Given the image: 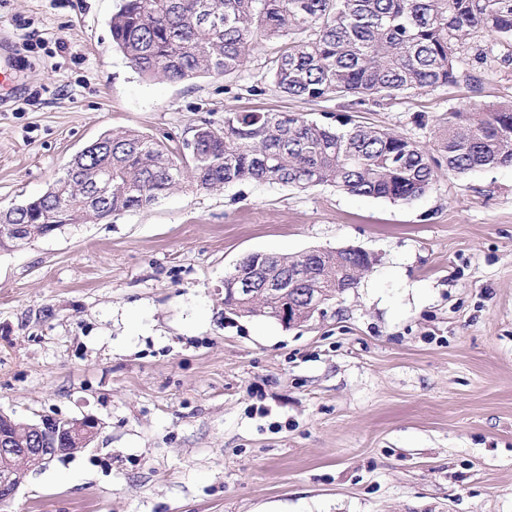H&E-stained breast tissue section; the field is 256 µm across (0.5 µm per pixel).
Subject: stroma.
<instances>
[{
  "mask_svg": "<svg viewBox=\"0 0 512 512\" xmlns=\"http://www.w3.org/2000/svg\"><path fill=\"white\" fill-rule=\"evenodd\" d=\"M118 5L0 0L19 77L0 109V208L42 195L103 133L182 160L194 128L230 112H345L415 141L435 178L409 202L186 182L0 251V411L100 422L0 512H512V166L455 174L438 147L450 110L512 100V43L477 32L456 82L350 105L282 94L279 39L227 76L142 78L112 46ZM347 246L378 262L309 323L225 310L249 254Z\"/></svg>",
  "mask_w": 512,
  "mask_h": 512,
  "instance_id": "stroma-1",
  "label": "stroma"
}]
</instances>
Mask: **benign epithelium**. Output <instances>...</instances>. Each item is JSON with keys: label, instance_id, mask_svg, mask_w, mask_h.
Listing matches in <instances>:
<instances>
[{"label": "benign epithelium", "instance_id": "benign-epithelium-1", "mask_svg": "<svg viewBox=\"0 0 512 512\" xmlns=\"http://www.w3.org/2000/svg\"><path fill=\"white\" fill-rule=\"evenodd\" d=\"M224 296L234 302L245 303L260 313L271 315L286 327L300 326L322 312L328 295L321 288L312 287L311 273L304 264L275 279L258 270L247 279H231ZM37 432L35 445L17 446L8 429H0V464L5 466L17 457L35 458L50 463L56 458L72 455L88 447L97 437L99 421L44 416L37 425H24Z\"/></svg>", "mask_w": 512, "mask_h": 512}]
</instances>
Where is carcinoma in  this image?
<instances>
[{
	"label": "carcinoma",
	"mask_w": 512,
	"mask_h": 512,
	"mask_svg": "<svg viewBox=\"0 0 512 512\" xmlns=\"http://www.w3.org/2000/svg\"><path fill=\"white\" fill-rule=\"evenodd\" d=\"M112 44L143 78L172 82L239 70L257 35L288 39L272 80L290 98L334 96L380 104L457 78L458 49L471 32L512 41V0H121L109 20ZM336 125L296 114L233 112L224 129L194 130L191 171L162 145L134 131L106 133L78 153L64 174L25 208L0 211V248H20L97 209L84 194L108 188L112 214L155 203L186 178L205 190L246 181L296 188L328 185L354 196L412 201L434 169L409 138L334 115ZM448 171L512 165V101L485 111L448 113L440 139ZM25 224L23 241L5 235ZM312 280L331 298L366 273L341 250L324 252ZM303 254L276 255L285 273Z\"/></svg>",
	"instance_id": "carcinoma-1"
}]
</instances>
